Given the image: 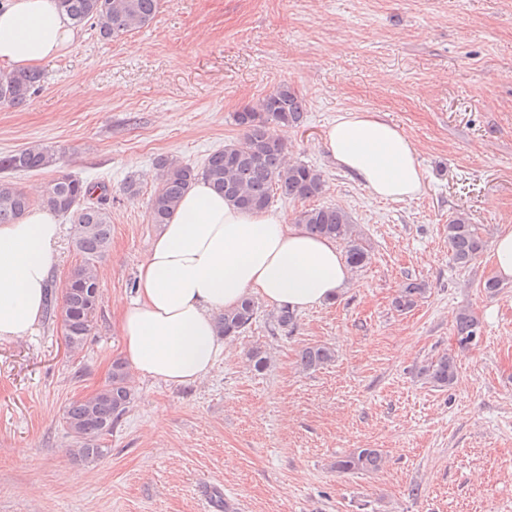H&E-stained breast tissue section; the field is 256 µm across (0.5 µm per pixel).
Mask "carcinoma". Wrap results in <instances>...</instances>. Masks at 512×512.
I'll return each instance as SVG.
<instances>
[{"label":"carcinoma","mask_w":512,"mask_h":512,"mask_svg":"<svg viewBox=\"0 0 512 512\" xmlns=\"http://www.w3.org/2000/svg\"><path fill=\"white\" fill-rule=\"evenodd\" d=\"M73 26L91 21L99 36L114 40L149 25L159 11L161 0H58ZM39 70L24 72L0 69V105L18 106L31 99L44 84ZM235 125L242 134L224 148L211 153L203 165L195 168L174 156L157 159L159 185L147 207V221L161 226L172 218L184 194L197 182L205 181L224 196L230 205L246 211H265L275 199L306 201L319 197L325 190L323 174L304 163L288 160V141L279 135L283 128H299L306 120V105L300 94L282 82L261 100L234 113ZM57 164L55 150L44 144L0 158V169L11 172H36ZM108 196L104 185L89 184L70 175L51 180L34 198L10 180H0V224H15L35 205L49 208L61 216L73 218L71 244L82 257L68 273L58 316L64 338L73 349L83 347L90 332V316L99 302L97 264L112 244V219L102 200ZM294 223L311 233L333 239L345 247L346 261L359 270L371 261L352 216L339 205H316L295 212ZM484 229L464 216L448 222V245L453 263L461 268L471 264L486 247ZM426 292L425 284L412 280L400 289L396 307L414 306ZM258 313V302L245 298L219 314L220 335L233 339L251 328ZM271 331L286 332L297 324V314L286 307L268 314ZM458 342L466 346L480 335V326L467 310L455 315ZM334 348L328 344L303 347L299 365L305 371L318 370L334 361ZM418 376L426 383L449 389L457 378L454 358L444 354L422 366ZM133 400L127 366L120 360L112 363L108 383L94 394L71 402L64 419L77 443L75 455L87 463L108 453L104 436L112 434ZM386 457L379 448H361L336 459L333 467L342 474L379 472Z\"/></svg>","instance_id":"cac0c4a2"}]
</instances>
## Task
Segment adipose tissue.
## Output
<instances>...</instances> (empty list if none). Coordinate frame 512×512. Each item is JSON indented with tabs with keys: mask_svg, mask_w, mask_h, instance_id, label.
I'll use <instances>...</instances> for the list:
<instances>
[{
	"mask_svg": "<svg viewBox=\"0 0 512 512\" xmlns=\"http://www.w3.org/2000/svg\"><path fill=\"white\" fill-rule=\"evenodd\" d=\"M76 32L58 0L0 6V64L32 68L64 55ZM327 152L376 197L413 200L424 190L414 142L380 113L348 110L325 134ZM60 226L35 206L0 224V340L33 333L49 286ZM351 271L335 240L269 211L243 212L206 182L182 198L140 266L135 296L120 310L122 352L137 374L171 385L206 378L226 343L216 318L255 297L305 311L336 300Z\"/></svg>",
	"mask_w": 512,
	"mask_h": 512,
	"instance_id": "adipose-tissue-1",
	"label": "adipose tissue"
}]
</instances>
